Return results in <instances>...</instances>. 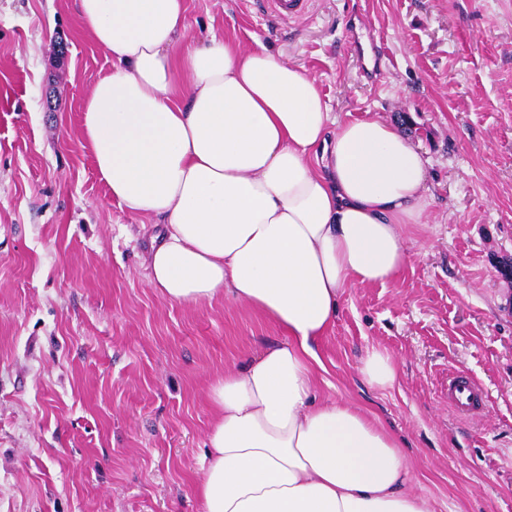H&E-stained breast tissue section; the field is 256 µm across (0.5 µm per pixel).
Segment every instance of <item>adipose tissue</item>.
Here are the masks:
<instances>
[{"label":"adipose tissue","instance_id":"ef3b65f1","mask_svg":"<svg viewBox=\"0 0 512 512\" xmlns=\"http://www.w3.org/2000/svg\"><path fill=\"white\" fill-rule=\"evenodd\" d=\"M78 10L112 61L81 140L113 200L160 222L150 287L178 304L231 294L288 335L210 385L201 512H434L395 434L316 395L345 290L409 260L423 157L383 120L332 123L316 78L263 44L189 39L185 0Z\"/></svg>","mask_w":512,"mask_h":512}]
</instances>
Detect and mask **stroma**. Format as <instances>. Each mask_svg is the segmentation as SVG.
Returning <instances> with one entry per match:
<instances>
[{"instance_id": "stroma-1", "label": "stroma", "mask_w": 512, "mask_h": 512, "mask_svg": "<svg viewBox=\"0 0 512 512\" xmlns=\"http://www.w3.org/2000/svg\"><path fill=\"white\" fill-rule=\"evenodd\" d=\"M190 37L261 41L314 76L336 122L380 118L428 162L392 282L345 292L317 396L397 434L435 512H512V0H186ZM111 69L77 0H0V512H201L213 377L285 333L233 299L148 283L150 218L113 201L81 142ZM399 365L379 389L371 348ZM484 412L448 407V372ZM308 0H261L266 12L282 20H299L308 12ZM359 372L370 385L387 389L397 379L398 365L386 351L372 348L361 360ZM487 396L482 385L461 370L448 372V407L460 417H472L482 411Z\"/></svg>"}]
</instances>
